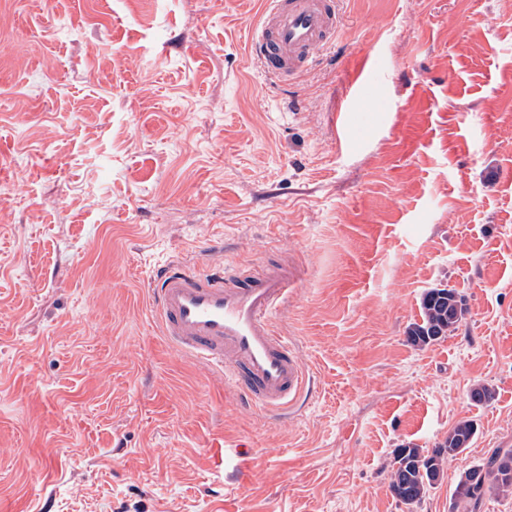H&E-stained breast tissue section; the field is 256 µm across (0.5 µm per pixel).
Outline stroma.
Returning a JSON list of instances; mask_svg holds the SVG:
<instances>
[{"mask_svg":"<svg viewBox=\"0 0 512 512\" xmlns=\"http://www.w3.org/2000/svg\"><path fill=\"white\" fill-rule=\"evenodd\" d=\"M261 11L0 0V512H448L512 444V0H344L289 85L247 54ZM372 53L385 108L342 152L328 115ZM280 258L309 371L282 416L172 355L144 296L169 259ZM440 285L465 317L413 347ZM466 419L394 499L396 449ZM471 420L459 421L443 444L431 453L416 446L397 448L391 474L390 491L405 505L420 502L441 478L448 458L466 450L476 434Z\"/></svg>","mask_w":512,"mask_h":512,"instance_id":"1","label":"stroma"}]
</instances>
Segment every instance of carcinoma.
<instances>
[{"label": "carcinoma", "mask_w": 512, "mask_h": 512, "mask_svg": "<svg viewBox=\"0 0 512 512\" xmlns=\"http://www.w3.org/2000/svg\"><path fill=\"white\" fill-rule=\"evenodd\" d=\"M465 314L463 300L451 288H430L422 298L421 322L407 331V342L423 347L448 336ZM471 420H461L443 444L427 453L415 446L396 450L390 491L405 505L420 502L441 478L448 458L466 450L476 434ZM512 495V448L497 450L488 460L469 468L459 478L449 512H475L485 493Z\"/></svg>", "instance_id": "cac0c4a2"}]
</instances>
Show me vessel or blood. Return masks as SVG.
Here are the masks:
<instances>
[{"mask_svg": "<svg viewBox=\"0 0 512 512\" xmlns=\"http://www.w3.org/2000/svg\"><path fill=\"white\" fill-rule=\"evenodd\" d=\"M343 0H265L248 37L249 53L264 76L288 84L312 69L344 26ZM376 58L352 80L331 125L338 147L355 141L352 113L378 79ZM295 275L285 266L263 271L238 264L200 267L167 263L147 289L156 326L174 354L188 355L233 385L246 405L276 413L293 406L307 370L271 318Z\"/></svg>", "mask_w": 512, "mask_h": 512, "instance_id": "b4317fda", "label": "vessel or blood"}]
</instances>
